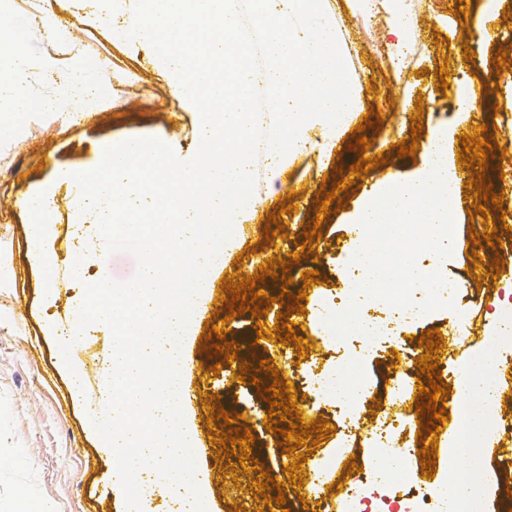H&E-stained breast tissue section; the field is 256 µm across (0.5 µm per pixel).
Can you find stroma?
<instances>
[{
    "mask_svg": "<svg viewBox=\"0 0 512 512\" xmlns=\"http://www.w3.org/2000/svg\"><path fill=\"white\" fill-rule=\"evenodd\" d=\"M470 2L469 14L462 16L458 0H406L412 21L410 44L403 64L394 68L388 61L393 42L388 14L358 12L351 0H326L330 17L344 35V62L359 94V109L351 128L340 135L335 153L301 154L277 189L268 187L267 163H253V195L260 204L242 213L233 237L224 246L223 262L210 271V286L196 308L182 355L187 396L181 408L192 421L197 438L208 446L207 453L196 459V469L204 477L207 512H267V503L255 499L257 473L242 468L237 455L217 462L218 445L209 429L222 427L223 422L209 420L202 402L206 394L219 396L228 413L243 415L244 426L255 436L250 456L268 469L270 478L281 483L290 512H315L318 502H335L346 485L371 468L375 451L370 430L376 423V412L385 406L406 423L395 443L403 451L399 467L411 469L420 486L447 482V447H438L436 469L428 477L422 474L419 457L405 456V449L420 445V420L403 406L391 404V391L400 380L407 390L415 389L417 359L425 352L417 340L426 331L439 329L443 346L437 360L445 362L457 318L471 320L472 335L466 340L462 362L482 357L491 302L502 285L477 280L475 267L494 265L499 255L512 256V220L500 226V250L481 244L472 250L452 251L443 260L431 253L419 257V264L436 265L454 283L455 304L450 309L421 314L408 323L396 322L394 338L362 368L359 425L351 424L335 400L319 398L304 374L335 370L356 346V337L338 340L324 323L326 310L344 303L338 272L349 257L352 217L380 183L414 177L425 162V149L434 131L448 125L455 128L457 136L447 145L448 156L453 159L462 145V134H473L479 126H486L492 148H503L504 154L490 159L482 182L512 199V0H497L488 20L494 37L482 41L471 29L482 11V0ZM44 7L59 21V45L55 48L48 43L40 15L26 13L22 0H0V23L22 31L16 52L31 67L32 92L48 94L64 73L85 66L108 73L115 92L110 100L74 117L54 115L37 121L25 116L19 121L16 138L0 140V259L11 262L10 280L0 285V512H15L22 498L31 512H40L45 505L53 512H128L123 492L111 487L116 459L89 427L87 398L75 394L71 376L72 369L80 368L88 377H95L100 368L98 356L112 345L113 338L94 333L90 351L79 349L65 355L55 337L48 334L47 325L78 314L85 296V276L108 272L113 279L126 281L135 274L137 261L126 251L87 257L78 277L64 280L55 303H48L44 272L29 267L26 259L31 218L20 202L37 190L53 169L74 173L90 170L109 141L135 135L153 137L169 145L180 159H191L198 150L195 129L199 112L194 105L174 100L172 74L148 42L116 37L111 27L96 23L100 10L96 0H45ZM466 48L473 50L472 60L463 59L461 52ZM501 58L506 64L500 68L496 62ZM443 65L450 72L445 88L438 85ZM469 86L486 88L488 104L462 120L456 91ZM372 109L379 111L380 120L368 126L364 119ZM419 110L424 113V130L415 137L411 120ZM360 124L365 125L371 143L362 154L352 149L357 140L353 128ZM410 140L417 143L414 157L399 158L401 143ZM381 154L386 156V164L368 170L361 178L352 175L350 166L359 156ZM343 180L349 187L341 193L342 208L330 212L318 225L323 236L313 249L300 250L305 232L316 226L313 200L321 184ZM291 193L299 200L292 204L291 212H282L281 206ZM73 194L72 184H60L56 207L49 216L57 243L54 258L60 264L82 249L74 237L77 216L71 202ZM273 217L283 225L285 235L270 243L263 228ZM291 253L300 254V262L289 264L286 277L266 278L261 286L273 298L267 315L255 318L247 313L225 320L220 312L227 295L223 280L254 276L261 266ZM309 270L318 271L317 284H304L302 276ZM286 286L307 294L304 312L289 316L296 335L308 344L304 357L294 346L272 336L280 310L274 298ZM258 323L266 331V339H258L254 329ZM222 324L229 327L226 341L236 345L237 359L232 363L223 361L221 355H209L204 348L210 326ZM499 356L511 386L505 389L489 421V440L481 445L473 465L483 480L474 500L476 512H512V344L502 347ZM266 359L272 360L278 375L259 370V361ZM212 361L219 363V371H210ZM244 361L250 369L258 370L260 384L240 382L239 365ZM277 376L294 385L305 421H319L331 428L325 439L305 451L295 483L285 471L293 456L284 452L264 423L270 405L262 391ZM341 443L347 453L341 462H332L331 455ZM326 462L332 465L328 476L315 480L314 467Z\"/></svg>",
    "mask_w": 512,
    "mask_h": 512,
    "instance_id": "1",
    "label": "stroma"
}]
</instances>
